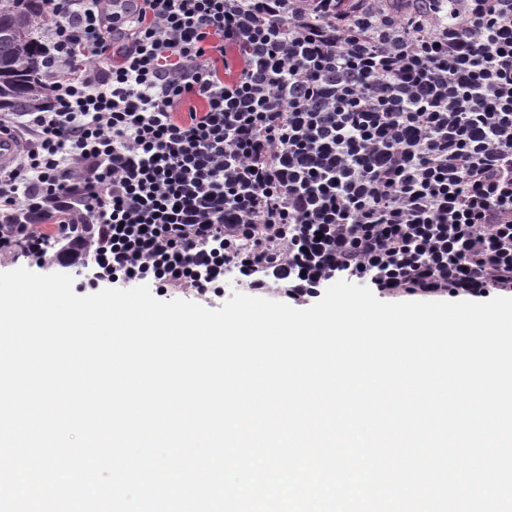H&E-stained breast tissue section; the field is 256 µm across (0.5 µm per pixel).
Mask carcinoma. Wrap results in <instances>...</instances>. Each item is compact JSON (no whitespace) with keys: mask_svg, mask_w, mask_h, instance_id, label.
Masks as SVG:
<instances>
[{"mask_svg":"<svg viewBox=\"0 0 512 512\" xmlns=\"http://www.w3.org/2000/svg\"><path fill=\"white\" fill-rule=\"evenodd\" d=\"M39 0H0V112H37L50 102L41 47L32 36Z\"/></svg>","mask_w":512,"mask_h":512,"instance_id":"cac0c4a2","label":"carcinoma"}]
</instances>
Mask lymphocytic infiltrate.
<instances>
[{"instance_id": "1", "label": "lymphocytic infiltrate", "mask_w": 512, "mask_h": 512, "mask_svg": "<svg viewBox=\"0 0 512 512\" xmlns=\"http://www.w3.org/2000/svg\"><path fill=\"white\" fill-rule=\"evenodd\" d=\"M40 28L1 260L209 303L512 294V0H42ZM153 288H150L152 294L160 299V300H171V299H175V298H180V299H185V300H190V301H194V302H197L203 306H205L206 308H209V309H218V308H221V306L228 300L229 297H232V293L233 292H241V293H244V294H247V295H250V296H255V297H262V298H266V299H270V300H274V301H280V302H284V303H287L288 304V301L286 299H283V298H271V297H267V296H263V295H256V294H252L250 293L249 291H247L245 288H241L240 286H238L232 279H229L228 281H226V283L224 284V299L220 301V304H216V305H212V304H209L203 300H195L193 298H186L184 297L183 295H176V296H172L170 298H164V297H158L154 290H152Z\"/></svg>"}]
</instances>
